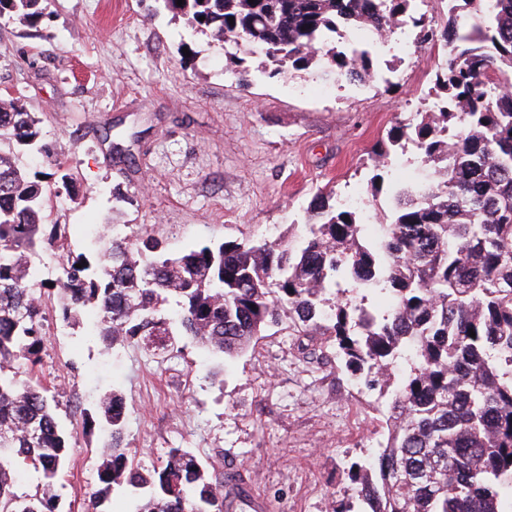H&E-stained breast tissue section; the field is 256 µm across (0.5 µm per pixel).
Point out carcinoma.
I'll return each mask as SVG.
<instances>
[{
	"instance_id": "carcinoma-1",
	"label": "carcinoma",
	"mask_w": 512,
	"mask_h": 512,
	"mask_svg": "<svg viewBox=\"0 0 512 512\" xmlns=\"http://www.w3.org/2000/svg\"><path fill=\"white\" fill-rule=\"evenodd\" d=\"M40 2L0 0V17L32 26ZM161 2L215 40L263 55L277 74L320 67L360 82L373 75L372 51L346 40L328 47L341 30L368 25L383 36L423 22L412 0L370 10L361 0ZM448 2L442 108L398 123L371 155L379 167L411 145L432 177L395 191L376 236L358 208L318 191L299 234L168 256L140 227L76 254L59 225L44 223L43 180L18 163L38 144L39 120L0 97V512H61L51 487L73 435L36 374L42 306L54 297L67 323L91 314L105 346L122 341L162 359L186 336L218 358L249 351L275 327L331 336L350 374L387 398L379 453L351 465V501L336 512H512L503 497L512 483V92L503 89L512 0ZM50 245L66 253L51 287L31 263ZM369 292L389 309L368 308ZM126 410L114 390L80 413L82 435L110 430L92 512L116 488L145 499L137 512H224V472L190 449H170L158 468L135 462ZM30 468L44 484L19 496L15 475Z\"/></svg>"
}]
</instances>
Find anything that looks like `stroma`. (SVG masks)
<instances>
[{"label":"stroma","mask_w":512,"mask_h":512,"mask_svg":"<svg viewBox=\"0 0 512 512\" xmlns=\"http://www.w3.org/2000/svg\"><path fill=\"white\" fill-rule=\"evenodd\" d=\"M380 79L291 78L260 69L232 42L195 33L157 0H46L34 27L0 18V94L40 121L71 189L50 180L45 212L74 252H91L110 224H144L169 253L286 234L305 223L317 190L356 198L366 216L386 210L371 191L368 155L399 122L436 101L444 42L404 55L377 49ZM130 158L114 154L113 145ZM39 374L61 403L93 408L117 390L136 461L161 466L169 449L230 465L247 483L246 512H334L346 472L374 457L383 406L362 393L332 344L302 349L268 330L255 348L218 364L192 339L160 363L134 345L104 350L88 320L44 307ZM222 366L221 384L209 370ZM108 432L77 437L54 492L62 512H87Z\"/></svg>","instance_id":"1"}]
</instances>
